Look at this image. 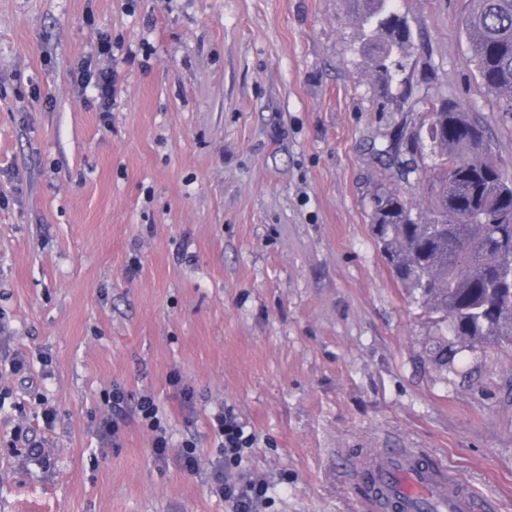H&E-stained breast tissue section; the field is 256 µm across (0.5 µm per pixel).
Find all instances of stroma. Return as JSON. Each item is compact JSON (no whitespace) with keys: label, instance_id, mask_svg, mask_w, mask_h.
I'll return each mask as SVG.
<instances>
[{"label":"stroma","instance_id":"35a3bbf8","mask_svg":"<svg viewBox=\"0 0 512 512\" xmlns=\"http://www.w3.org/2000/svg\"><path fill=\"white\" fill-rule=\"evenodd\" d=\"M396 6L413 48L387 85L349 0H0V321L58 411L44 428L0 374V512H233L222 411L253 437L229 477L264 483L257 512H376L355 469L373 448L512 512V349L436 371L435 317L370 219L383 190L428 202L410 138L429 99L463 104L510 179L512 118L471 60L467 0ZM102 33L135 52L98 61L108 125L72 79ZM115 387L153 396L165 452L134 414L100 443ZM20 424L41 456L13 446Z\"/></svg>","mask_w":512,"mask_h":512}]
</instances>
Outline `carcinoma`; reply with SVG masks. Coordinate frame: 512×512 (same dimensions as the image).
Returning a JSON list of instances; mask_svg holds the SVG:
<instances>
[{"instance_id":"obj_1","label":"carcinoma","mask_w":512,"mask_h":512,"mask_svg":"<svg viewBox=\"0 0 512 512\" xmlns=\"http://www.w3.org/2000/svg\"><path fill=\"white\" fill-rule=\"evenodd\" d=\"M350 2L361 50L388 83L409 55L407 20L394 0ZM464 28L482 86L512 114V0H470ZM427 111L437 159L429 205L417 213L396 193H379L371 224L396 279L444 325L429 344L435 368L446 371L458 345H512V286L501 275L512 255V181L488 157L467 108L436 99Z\"/></svg>"}]
</instances>
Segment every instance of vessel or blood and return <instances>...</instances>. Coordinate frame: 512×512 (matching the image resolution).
<instances>
[{
	"mask_svg": "<svg viewBox=\"0 0 512 512\" xmlns=\"http://www.w3.org/2000/svg\"><path fill=\"white\" fill-rule=\"evenodd\" d=\"M359 469L371 474L386 495L397 499L403 512H475L473 495L460 490L456 477L438 465L419 466L412 449L394 454L369 452L360 460Z\"/></svg>",
	"mask_w": 512,
	"mask_h": 512,
	"instance_id": "vessel-or-blood-1",
	"label": "vessel or blood"
}]
</instances>
